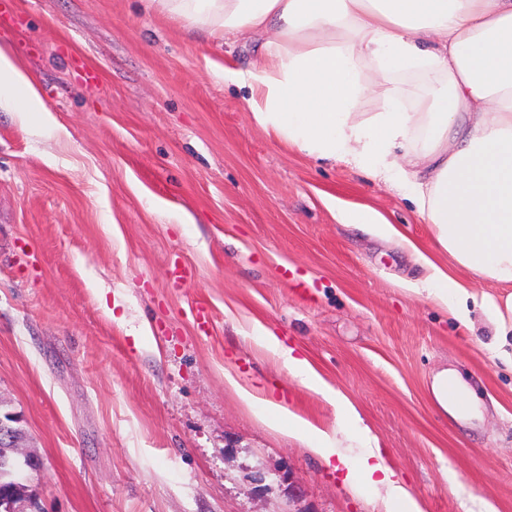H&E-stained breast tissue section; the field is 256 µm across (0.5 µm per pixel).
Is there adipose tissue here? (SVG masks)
Returning a JSON list of instances; mask_svg holds the SVG:
<instances>
[{
    "mask_svg": "<svg viewBox=\"0 0 512 512\" xmlns=\"http://www.w3.org/2000/svg\"><path fill=\"white\" fill-rule=\"evenodd\" d=\"M148 9L212 39H262L259 60L225 64L247 93L254 122L322 161H339L398 191L431 224L455 268L507 288L481 307L497 335L512 334V0H147ZM421 72L439 87L405 107L395 80ZM369 96L377 112H360ZM40 97L8 43L0 42V108L21 126ZM414 293L467 322L470 292L421 258ZM262 342L289 373L336 409L324 430L280 404L240 390L263 423L305 441L344 481L380 495L384 512H424L386 464L355 407L326 387L306 359L269 331ZM357 442L358 456L349 444Z\"/></svg>",
    "mask_w": 512,
    "mask_h": 512,
    "instance_id": "obj_1",
    "label": "adipose tissue"
}]
</instances>
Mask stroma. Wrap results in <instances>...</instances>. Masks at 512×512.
<instances>
[{"instance_id":"obj_1","label":"stroma","mask_w":512,"mask_h":512,"mask_svg":"<svg viewBox=\"0 0 512 512\" xmlns=\"http://www.w3.org/2000/svg\"><path fill=\"white\" fill-rule=\"evenodd\" d=\"M67 131L0 110V408L18 413L42 512H376L343 471L264 424L244 387L314 425L341 392L424 512H512V366L481 312L410 290L448 255L395 189L258 127L227 47L145 0H0V42ZM395 224L387 242L333 199ZM457 371L478 411L443 413ZM433 392L445 411L454 417H466L472 414L471 404L464 399V388L461 381L454 375L443 370L434 379Z\"/></svg>"}]
</instances>
